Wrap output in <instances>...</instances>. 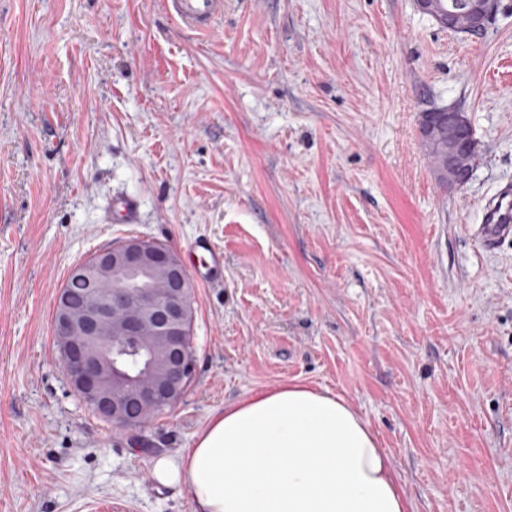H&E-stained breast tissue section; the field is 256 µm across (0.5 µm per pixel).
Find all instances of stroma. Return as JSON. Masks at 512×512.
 Returning a JSON list of instances; mask_svg holds the SVG:
<instances>
[{"instance_id":"obj_1","label":"stroma","mask_w":512,"mask_h":512,"mask_svg":"<svg viewBox=\"0 0 512 512\" xmlns=\"http://www.w3.org/2000/svg\"><path fill=\"white\" fill-rule=\"evenodd\" d=\"M481 154L449 189L424 112ZM512 183V0L457 35L414 0H0V512H193L151 462L286 383L342 397L413 512H512V242L474 230ZM140 201L108 224V197ZM224 251L194 287L184 398L136 431L71 393L51 320L71 269L144 238ZM165 7L174 21L196 33H212L224 17V0H166Z\"/></svg>"}]
</instances>
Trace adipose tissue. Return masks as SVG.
<instances>
[{"label":"adipose tissue","mask_w":512,"mask_h":512,"mask_svg":"<svg viewBox=\"0 0 512 512\" xmlns=\"http://www.w3.org/2000/svg\"><path fill=\"white\" fill-rule=\"evenodd\" d=\"M193 512H411L391 456L340 397L284 384L227 406L194 448L154 460Z\"/></svg>","instance_id":"1"}]
</instances>
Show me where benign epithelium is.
<instances>
[{"instance_id": "obj_1", "label": "benign epithelium", "mask_w": 512, "mask_h": 512, "mask_svg": "<svg viewBox=\"0 0 512 512\" xmlns=\"http://www.w3.org/2000/svg\"><path fill=\"white\" fill-rule=\"evenodd\" d=\"M474 149L462 113L448 111L450 185L471 177L457 158ZM93 285L82 305L59 290L53 336L63 352L67 382L82 403L123 430L141 429L161 404L176 405L189 385L195 359L193 289L177 254L168 246L130 238L76 264L69 275ZM134 343L140 374L130 378L118 343Z\"/></svg>"}]
</instances>
